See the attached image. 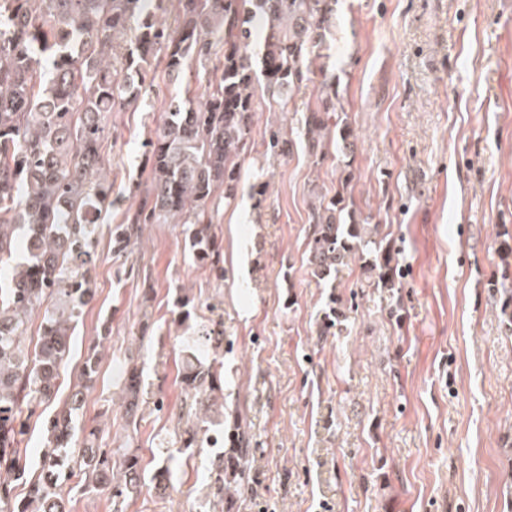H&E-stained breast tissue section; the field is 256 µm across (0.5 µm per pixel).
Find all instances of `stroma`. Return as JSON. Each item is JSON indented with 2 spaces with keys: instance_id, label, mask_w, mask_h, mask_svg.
<instances>
[{
  "instance_id": "1",
  "label": "stroma",
  "mask_w": 512,
  "mask_h": 512,
  "mask_svg": "<svg viewBox=\"0 0 512 512\" xmlns=\"http://www.w3.org/2000/svg\"><path fill=\"white\" fill-rule=\"evenodd\" d=\"M331 32L328 58L308 55L290 97H257L237 196L214 212L220 267L196 262L185 224L144 225L118 250L109 229L150 178L141 144L163 113H113L118 202L97 234L95 297L20 446L37 464L43 420L102 341L76 423L139 455L142 490L115 498L77 475L69 512H512V0H338ZM323 65L357 150L316 166L297 138ZM278 126L295 144L273 158ZM346 167L357 215L398 262L396 289L358 261L326 281L312 273L313 193H334ZM205 327L224 338L227 394L213 413L253 450L249 492L227 511L208 449L178 454L166 493L152 481L190 401L185 343ZM131 357L145 389L132 420L119 377Z\"/></svg>"
}]
</instances>
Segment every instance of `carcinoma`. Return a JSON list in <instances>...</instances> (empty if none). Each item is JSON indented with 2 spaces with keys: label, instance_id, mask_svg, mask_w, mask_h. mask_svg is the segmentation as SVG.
Instances as JSON below:
<instances>
[{
  "label": "carcinoma",
  "instance_id": "cac0c4a2",
  "mask_svg": "<svg viewBox=\"0 0 512 512\" xmlns=\"http://www.w3.org/2000/svg\"><path fill=\"white\" fill-rule=\"evenodd\" d=\"M176 24L163 18L165 0H0V512H67L65 487L75 473L84 486L120 496L141 488L136 454L113 460L96 444L97 429L76 428L101 362L87 353L82 383L66 407L43 422L46 444L39 474L18 500L12 484L26 473L18 445L36 409L57 393L58 367L71 349L75 324L92 299L95 227L112 209V179L103 148L114 112L138 108L157 93L151 66L179 90L161 98L164 122L142 144L150 184L126 222L115 230L118 247L139 237L142 224H192L196 261L215 266L210 246L212 206L235 199L238 158L249 146L261 63L265 93L282 97L302 81L306 57L328 49L336 0H177ZM220 75L197 95L192 79L210 64ZM321 95L303 118L305 150L315 165L326 158L335 130L336 151L355 139L339 115L336 75L322 69ZM290 142L269 131L266 150L288 153ZM351 174L333 195L317 196L310 213L309 264L320 279L353 260L366 263L384 288L396 287L394 256L377 229L360 222L350 202ZM43 313L34 350L31 314ZM126 415L135 422L143 396L139 369L121 374ZM183 383L197 394L180 435L184 448L221 449L212 457L218 494L248 488L251 449L243 432L213 436L207 426L224 381L198 359Z\"/></svg>",
  "mask_w": 512,
  "mask_h": 512
}]
</instances>
